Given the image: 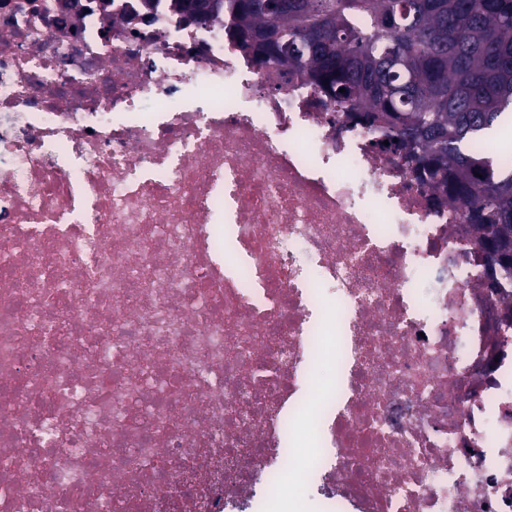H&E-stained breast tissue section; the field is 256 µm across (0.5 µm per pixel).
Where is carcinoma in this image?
<instances>
[{
    "label": "carcinoma",
    "mask_w": 512,
    "mask_h": 512,
    "mask_svg": "<svg viewBox=\"0 0 512 512\" xmlns=\"http://www.w3.org/2000/svg\"><path fill=\"white\" fill-rule=\"evenodd\" d=\"M198 0L202 20L231 15L232 35L263 61L305 68L336 106L363 105V123L410 147L417 172L467 205L483 245L512 232V151L492 157L496 126L512 123V0Z\"/></svg>",
    "instance_id": "obj_1"
}]
</instances>
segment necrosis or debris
Instances as JSON below:
<instances>
[{
	"label": "necrosis or debris",
	"mask_w": 512,
	"mask_h": 512,
	"mask_svg": "<svg viewBox=\"0 0 512 512\" xmlns=\"http://www.w3.org/2000/svg\"><path fill=\"white\" fill-rule=\"evenodd\" d=\"M229 27L0 0V512H512V279Z\"/></svg>",
	"instance_id": "necrosis-or-debris-1"
}]
</instances>
